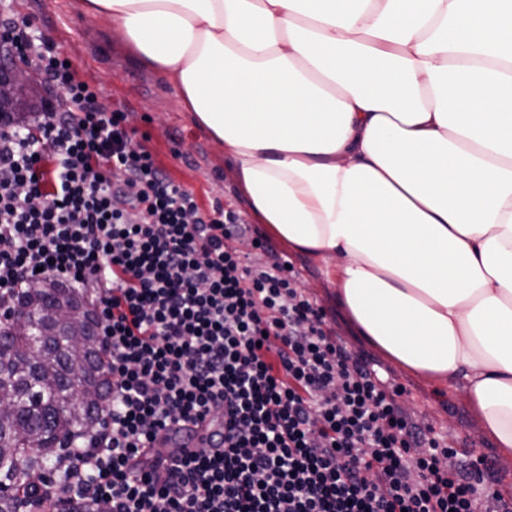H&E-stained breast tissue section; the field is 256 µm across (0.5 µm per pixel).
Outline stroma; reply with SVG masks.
<instances>
[{
	"instance_id": "obj_1",
	"label": "stroma",
	"mask_w": 512,
	"mask_h": 512,
	"mask_svg": "<svg viewBox=\"0 0 512 512\" xmlns=\"http://www.w3.org/2000/svg\"><path fill=\"white\" fill-rule=\"evenodd\" d=\"M17 7L34 17L43 34L71 58L83 79L101 87L112 108L126 112L134 144L150 150L173 179L193 191L202 208L218 202L236 212L241 223L252 224L253 218L224 159L223 146L192 123L172 84L140 67L126 53L107 22L88 19L80 0H18ZM291 261L301 287L324 308L341 339L353 352L367 353V346L354 336L337 309L333 287L319 263L296 255ZM383 367L405 387L403 401L412 414L432 423L449 446L486 453L497 489L512 495V467L501 460L462 393L438 390L431 382L410 376L388 361Z\"/></svg>"
}]
</instances>
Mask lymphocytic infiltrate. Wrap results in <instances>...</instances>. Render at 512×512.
Masks as SVG:
<instances>
[{
    "label": "lymphocytic infiltrate",
    "mask_w": 512,
    "mask_h": 512,
    "mask_svg": "<svg viewBox=\"0 0 512 512\" xmlns=\"http://www.w3.org/2000/svg\"><path fill=\"white\" fill-rule=\"evenodd\" d=\"M0 41L41 78L31 122L0 114V300L45 279L89 288L111 393L43 501L97 512H512L485 456L460 454L353 357L261 235L202 209L124 112L15 0ZM218 419L200 446L158 434Z\"/></svg>",
    "instance_id": "1"
}]
</instances>
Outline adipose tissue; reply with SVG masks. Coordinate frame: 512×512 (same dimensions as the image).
<instances>
[{"instance_id": "1", "label": "adipose tissue", "mask_w": 512, "mask_h": 512, "mask_svg": "<svg viewBox=\"0 0 512 512\" xmlns=\"http://www.w3.org/2000/svg\"><path fill=\"white\" fill-rule=\"evenodd\" d=\"M356 336L512 459V0H81Z\"/></svg>"}]
</instances>
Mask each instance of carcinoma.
<instances>
[{"mask_svg": "<svg viewBox=\"0 0 512 512\" xmlns=\"http://www.w3.org/2000/svg\"><path fill=\"white\" fill-rule=\"evenodd\" d=\"M14 304L28 309L31 334L0 324V512H20L49 481L51 457L99 420L109 366L85 293L33 282Z\"/></svg>", "mask_w": 512, "mask_h": 512, "instance_id": "carcinoma-1", "label": "carcinoma"}]
</instances>
